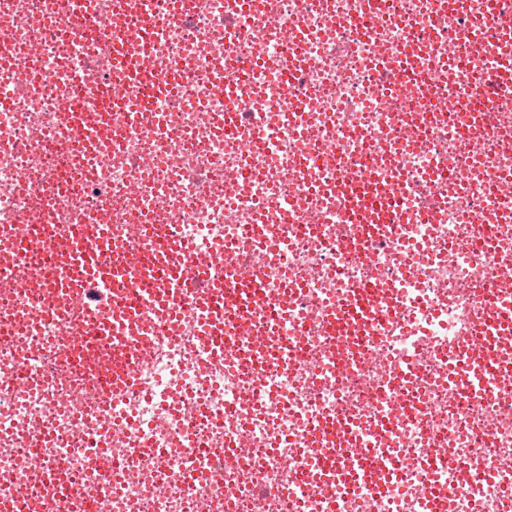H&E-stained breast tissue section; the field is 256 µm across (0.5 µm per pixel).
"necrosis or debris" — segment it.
I'll return each mask as SVG.
<instances>
[{"label": "necrosis or debris", "mask_w": 512, "mask_h": 512, "mask_svg": "<svg viewBox=\"0 0 512 512\" xmlns=\"http://www.w3.org/2000/svg\"><path fill=\"white\" fill-rule=\"evenodd\" d=\"M152 15L153 80L180 74L160 122L105 103L116 74L113 0H0V498L15 512H512V384L466 393L447 374L512 307V85L491 13L512 0H129ZM84 95H71L70 71ZM233 131H225V119ZM388 213L357 237L338 188ZM197 253L261 275L249 333L293 349L222 360L235 317L185 299L182 331L91 336L82 279L57 303L53 257L113 260L168 225ZM263 224L266 244L244 233ZM391 288L364 337L330 310ZM352 422L346 453L394 480L324 476L317 417Z\"/></svg>", "instance_id": "1"}]
</instances>
